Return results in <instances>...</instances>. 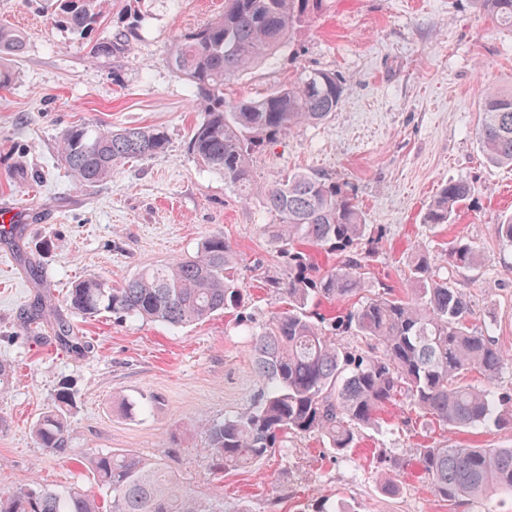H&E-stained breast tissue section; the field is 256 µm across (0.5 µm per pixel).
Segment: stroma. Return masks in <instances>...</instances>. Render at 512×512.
Masks as SVG:
<instances>
[{
	"mask_svg": "<svg viewBox=\"0 0 512 512\" xmlns=\"http://www.w3.org/2000/svg\"><path fill=\"white\" fill-rule=\"evenodd\" d=\"M224 0H98L99 23L85 39L46 18L42 0H0V24L21 30L24 54L0 90V207L22 206L24 228L0 235V362L14 370L0 392V491L27 484L93 488L89 472L49 454L32 434L37 418L70 383L76 406L68 445L86 455L131 452L163 459L184 488L224 500V512H310L331 497L348 512H512V497L442 500L409 449L449 442L460 448H511L512 429L443 430L405 404L389 407L381 426L363 429L357 448L338 458L317 435L292 436L274 455L223 477L198 453L204 424L245 411L260 388L249 354L281 302L263 285L277 255L260 232L268 217L221 174L187 152L203 117L189 82L170 65L179 36L200 28ZM135 23L130 53L90 55L100 39ZM281 53L230 82L227 100L256 97L302 72L336 73L343 97L324 123L293 129L253 157L258 182L312 169L349 182L377 233L367 286H407L418 245L447 266L448 245L475 243L476 270L449 268L473 322L494 319L498 347L512 356V248L494 225L512 213V168L486 167L475 131L485 87L512 85V29L470 0H327L321 14ZM84 122L153 127L166 152L118 168L111 181L78 186L58 159V136ZM484 189L453 223L431 226L424 210L449 179ZM223 233L240 259L252 323L221 314L186 327L85 319L65 302L78 277L120 284L141 270L196 252ZM66 321L89 342L76 354L58 340ZM154 404L141 409L142 398ZM401 459L398 488L381 484Z\"/></svg>",
	"mask_w": 512,
	"mask_h": 512,
	"instance_id": "stroma-1",
	"label": "stroma"
}]
</instances>
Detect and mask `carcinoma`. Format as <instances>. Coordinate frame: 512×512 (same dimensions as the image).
Returning <instances> with one entry per match:
<instances>
[{"instance_id": "1", "label": "carcinoma", "mask_w": 512, "mask_h": 512, "mask_svg": "<svg viewBox=\"0 0 512 512\" xmlns=\"http://www.w3.org/2000/svg\"><path fill=\"white\" fill-rule=\"evenodd\" d=\"M94 2L48 0L51 19L82 36L98 22ZM323 2L224 0V12L180 36L170 60L193 86L204 112L189 136L187 153L224 175V183L244 199L257 198L269 215L260 229L280 264L268 269L264 282L287 305L251 334L250 353L262 381L252 409L201 429L199 451L215 474L265 459L290 435H319L334 453L345 454L357 447L359 429L377 426L385 408L400 401L446 428L512 429V398L492 388L512 358L494 340L495 323L480 328L471 323L469 300L437 270L427 245L410 256L408 288L364 297L363 269L370 250L361 245L370 239L372 226L365 223L349 183L319 171H297L263 184L255 179L257 150L295 127L329 120L342 98L341 80L332 72L309 71L263 97L232 103L224 87L292 47L295 30L314 22ZM474 3L512 27V0ZM135 37L134 28L121 29L91 50L97 58L125 53ZM24 48L21 31L0 26V89L12 83V62ZM475 135L483 163L512 167V87L484 90ZM166 149L165 133L149 127L84 123L66 128L58 140L65 168L89 187L111 180L130 161ZM480 192L467 178L448 180L428 204L424 222L452 223ZM308 246L343 258L324 270ZM448 259L452 267L474 269L482 254L472 242L459 240L449 247ZM238 265V254L224 234L212 233L193 255L143 270L118 287L96 277L76 281L66 302L84 318L109 314L184 327L244 307ZM358 295L360 304L344 315L328 318L318 311L325 301ZM345 333L366 347L342 346L338 336ZM58 338L75 352L90 348L67 323L60 325ZM473 372L485 385L466 382ZM74 406V394L63 389L32 433L50 453L85 466L95 484L109 492L107 504L81 487L58 491L28 485L1 493L0 512H103L105 507L109 512H224L223 501L194 496L161 462L127 452L74 453L67 445ZM412 456L444 500L512 494V448L445 444L414 448Z\"/></svg>"}]
</instances>
